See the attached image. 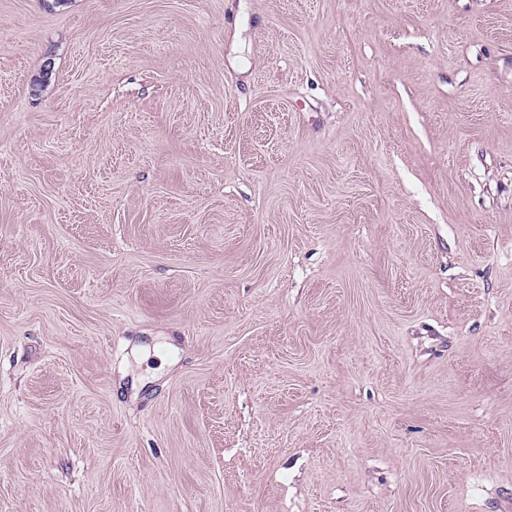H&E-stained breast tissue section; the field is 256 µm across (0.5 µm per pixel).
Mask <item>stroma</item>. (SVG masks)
I'll list each match as a JSON object with an SVG mask.
<instances>
[{
    "label": "stroma",
    "mask_w": 512,
    "mask_h": 512,
    "mask_svg": "<svg viewBox=\"0 0 512 512\" xmlns=\"http://www.w3.org/2000/svg\"><path fill=\"white\" fill-rule=\"evenodd\" d=\"M0 0V512H512V0Z\"/></svg>",
    "instance_id": "1"
}]
</instances>
